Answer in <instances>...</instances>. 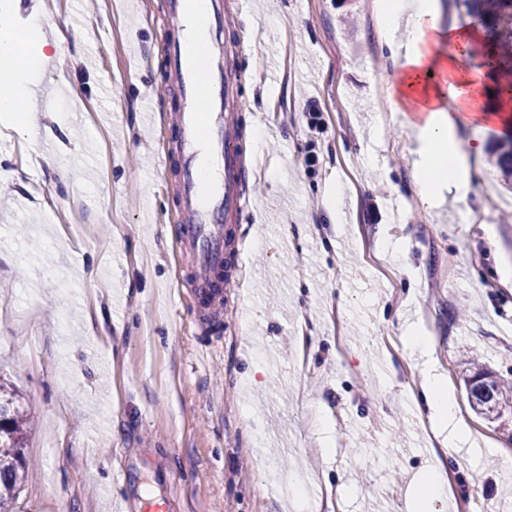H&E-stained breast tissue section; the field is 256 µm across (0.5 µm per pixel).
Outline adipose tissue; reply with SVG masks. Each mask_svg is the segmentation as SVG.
Wrapping results in <instances>:
<instances>
[{"label": "adipose tissue", "mask_w": 512, "mask_h": 512, "mask_svg": "<svg viewBox=\"0 0 512 512\" xmlns=\"http://www.w3.org/2000/svg\"><path fill=\"white\" fill-rule=\"evenodd\" d=\"M438 0H377L378 30L387 38L391 55H403L405 63L395 72L391 103L401 115L415 113L412 124L422 148L414 165V186L425 204H432L443 188L458 199L477 194L472 166L483 154L482 141L459 150L456 130L481 112L486 125L512 122V106H483L486 73L476 64L480 34L457 24L440 26ZM65 37L30 43L8 25L0 26V112L24 115L26 106L16 84L18 73L42 77L59 59ZM413 400L426 406L431 430L441 448L465 440L467 428L460 420L441 376L426 372Z\"/></svg>", "instance_id": "adipose-tissue-1"}]
</instances>
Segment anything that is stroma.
Instances as JSON below:
<instances>
[{"instance_id": "1", "label": "stroma", "mask_w": 512, "mask_h": 512, "mask_svg": "<svg viewBox=\"0 0 512 512\" xmlns=\"http://www.w3.org/2000/svg\"><path fill=\"white\" fill-rule=\"evenodd\" d=\"M156 3L0 0L16 30L39 11L70 33L42 80L51 104L26 130L0 113V379L24 396L37 463L11 512H405L435 449L411 406L423 362L403 319L430 338L470 432L434 512H512V414L472 408L462 357L512 381L500 132L477 116L459 129L461 146L488 147L483 189L428 208L411 130L390 119L371 133L396 60L367 0H246L250 48L229 65L256 210L227 227L246 238L236 286L201 331L175 288L194 275L173 247L178 167L148 188L176 134L151 129L144 106L161 121L179 106ZM311 106L323 133L307 127Z\"/></svg>"}]
</instances>
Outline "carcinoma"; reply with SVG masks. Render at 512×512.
Wrapping results in <instances>:
<instances>
[{"label":"carcinoma","mask_w":512,"mask_h":512,"mask_svg":"<svg viewBox=\"0 0 512 512\" xmlns=\"http://www.w3.org/2000/svg\"><path fill=\"white\" fill-rule=\"evenodd\" d=\"M469 25L483 32L491 50L484 53V64L498 72L505 60L496 52L497 38L503 26L512 27V0H463ZM497 165L504 176L512 178V136L498 143ZM471 402L476 411L498 412L512 401V385L491 380L476 372L469 380ZM30 421L22 396L0 383V512H9V501L27 476L28 464L22 453V440Z\"/></svg>","instance_id":"carcinoma-1"}]
</instances>
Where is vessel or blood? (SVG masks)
<instances>
[{"instance_id":"obj_1","label":"vessel or blood","mask_w":512,"mask_h":512,"mask_svg":"<svg viewBox=\"0 0 512 512\" xmlns=\"http://www.w3.org/2000/svg\"><path fill=\"white\" fill-rule=\"evenodd\" d=\"M197 0H166L158 18L160 28L177 31L165 50L175 74L182 104L168 122L178 131L181 159L177 207V250L195 262L189 284L199 304L200 327H208L224 305L226 244L229 217L252 214V180L242 163L236 115L227 101L235 73L225 70L223 0H208L204 26L197 37L186 34Z\"/></svg>"}]
</instances>
